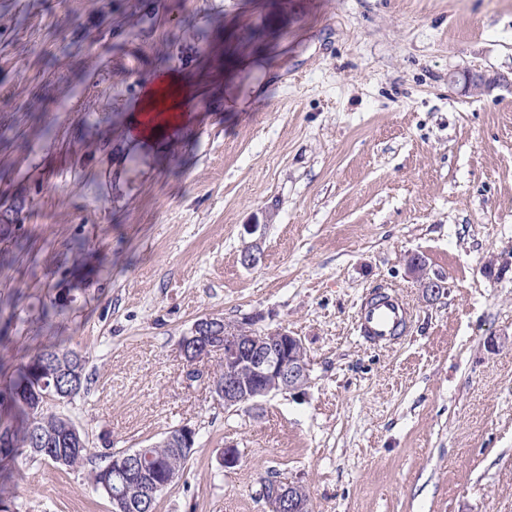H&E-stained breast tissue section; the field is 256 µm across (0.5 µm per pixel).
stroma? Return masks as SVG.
<instances>
[{
    "instance_id": "obj_1",
    "label": "stroma",
    "mask_w": 512,
    "mask_h": 512,
    "mask_svg": "<svg viewBox=\"0 0 512 512\" xmlns=\"http://www.w3.org/2000/svg\"><path fill=\"white\" fill-rule=\"evenodd\" d=\"M464 69L512 74V0H0V212L25 204L0 225V381L80 352L87 391L46 410L92 455L24 458L13 512H112L101 454L183 424L157 512H267L269 479L312 512H512V90ZM166 72L181 119L131 142ZM378 288L408 311L384 347L357 329ZM208 315L300 337L309 384L218 404L220 357L191 379L179 350ZM466 86L477 93H490L498 87L512 88V76L486 75L464 70L461 74ZM421 264L422 261L419 258H417L416 260L409 259L407 261L409 271L411 272L413 277L420 282V285L424 289L426 296L433 299L438 297L440 294H443L446 288L445 284L437 279L425 278L421 271Z\"/></svg>"
}]
</instances>
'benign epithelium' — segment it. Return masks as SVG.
<instances>
[{
  "label": "benign epithelium",
  "mask_w": 512,
  "mask_h": 512,
  "mask_svg": "<svg viewBox=\"0 0 512 512\" xmlns=\"http://www.w3.org/2000/svg\"><path fill=\"white\" fill-rule=\"evenodd\" d=\"M466 86L480 94L490 93L498 87L512 88V78L486 75L470 70L462 72ZM422 261L410 259L407 266L426 296L433 299L445 291V284L428 279L421 271ZM180 351L188 366L209 360L218 354L224 378H211L208 388L214 399L224 408L255 402L262 397L282 391H295L309 380V366L305 359L294 354L303 347L302 342L284 328L258 331L253 321L245 318L237 323L205 316L198 319L188 334L182 337ZM196 430L184 424L178 433L165 436L161 444L171 448H191ZM127 477L118 490L112 492L113 512H143L144 495L142 467L138 452L112 459ZM308 493L306 488L292 481H279L269 492H264L268 512H305Z\"/></svg>",
  "instance_id": "benign-epithelium-1"
}]
</instances>
